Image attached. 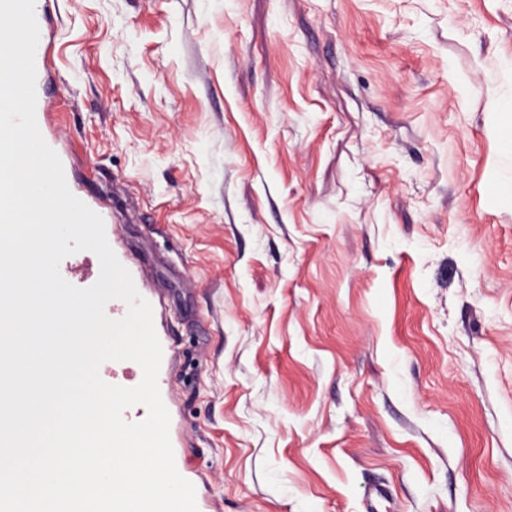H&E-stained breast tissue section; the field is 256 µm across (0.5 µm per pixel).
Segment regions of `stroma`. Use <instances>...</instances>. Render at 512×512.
I'll list each match as a JSON object with an SVG mask.
<instances>
[{"instance_id": "35a3bbf8", "label": "stroma", "mask_w": 512, "mask_h": 512, "mask_svg": "<svg viewBox=\"0 0 512 512\" xmlns=\"http://www.w3.org/2000/svg\"><path fill=\"white\" fill-rule=\"evenodd\" d=\"M47 6L198 512H512V0Z\"/></svg>"}]
</instances>
